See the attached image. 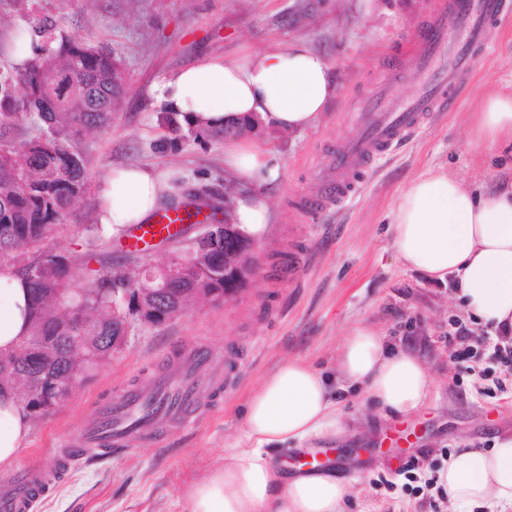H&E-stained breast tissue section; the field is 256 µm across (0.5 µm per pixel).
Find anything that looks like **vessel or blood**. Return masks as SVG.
<instances>
[{
  "label": "vessel or blood",
  "instance_id": "vessel-or-blood-1",
  "mask_svg": "<svg viewBox=\"0 0 512 512\" xmlns=\"http://www.w3.org/2000/svg\"><path fill=\"white\" fill-rule=\"evenodd\" d=\"M508 10L507 0H443L421 23L415 37L416 93L400 99L393 95L391 83L373 87L363 112L356 117L358 135L339 141L326 156L321 174L305 198L306 208L325 214L352 202L373 164L393 146L413 138L427 113L451 110L460 84L489 52L488 25ZM214 218L208 206L189 202L141 225L134 239L140 242L170 231L176 224H207ZM210 361L211 352L204 347L175 355L150 378L154 399H146L138 387L127 388L104 410L111 427L85 430L78 443L65 447L57 464L71 466L91 449L130 450L159 440L172 426L198 422L203 415L201 398L215 386ZM47 479V470L34 466L0 485V512H30L35 491Z\"/></svg>",
  "mask_w": 512,
  "mask_h": 512
}]
</instances>
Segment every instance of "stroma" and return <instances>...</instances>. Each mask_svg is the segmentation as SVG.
I'll return each instance as SVG.
<instances>
[{"label":"stroma","mask_w":512,"mask_h":512,"mask_svg":"<svg viewBox=\"0 0 512 512\" xmlns=\"http://www.w3.org/2000/svg\"><path fill=\"white\" fill-rule=\"evenodd\" d=\"M436 0H0V75L15 71L19 31L35 34L44 20L53 37L111 52L123 68L128 94L111 123L87 134L78 149L87 188L68 209L43 249L69 258L73 288L93 270L125 262L114 240L96 236L100 195L113 168L145 165L175 185V202L192 194L220 195L224 143L197 136L161 112L154 87L205 57L233 58L269 45L306 40L330 61L336 99L303 131L263 132L282 164L268 187L270 218L254 240L256 271L221 303L199 300L160 327L132 330L126 346L104 360L58 407L33 417L26 446L0 469L8 481L32 463H48L59 445L97 419L131 381H147L189 343L242 350L247 358L236 386L211 395L198 424L156 445L104 457H83L38 497L35 512H187V492L229 448L246 447L245 414L252 391L287 359L302 360L334 379L348 429L322 440L350 456L353 486L343 512H451L436 491L417 490L401 469L418 457L426 474L446 468L462 448L491 449L512 433V373L484 347L475 369L451 356L450 320L470 322L447 284L404 266L392 246L389 214L409 182L444 169L484 192L512 183V146H476L471 117L494 93H512V15L491 25L490 56L464 82L453 111L431 115L411 140L395 147L367 173L354 204L326 215L297 209L326 150L353 136L355 114L373 85L388 77V58L412 59L419 19ZM367 325L398 350L426 359L431 394L410 417L416 433L392 448L387 430L400 416L381 415L363 389L337 381L339 342Z\"/></svg>","instance_id":"obj_1"}]
</instances>
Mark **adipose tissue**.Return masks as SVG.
Masks as SVG:
<instances>
[{"label":"adipose tissue","mask_w":512,"mask_h":512,"mask_svg":"<svg viewBox=\"0 0 512 512\" xmlns=\"http://www.w3.org/2000/svg\"><path fill=\"white\" fill-rule=\"evenodd\" d=\"M327 58L305 40L234 59L210 56L184 67L154 90L161 111L187 128L216 130L245 119L296 131L314 126L336 96ZM477 145L512 144V95L489 96L474 118ZM224 169L239 184L280 177L277 157L248 138L224 145ZM164 177L141 166L113 169L101 192L97 222L105 233L145 223L166 200ZM389 230L398 259L429 276L459 282L463 307L477 321L512 335V188L480 193L444 171H430L403 189ZM29 285L13 266L0 267V350L19 343L30 327ZM339 377L363 386L380 408L406 414L429 396L425 359L396 350L366 325L353 327L336 356ZM344 414L326 381L299 360L284 361L251 394L247 447L230 448L223 465L195 483L188 512H342L351 494L335 471L292 475L274 449L343 433ZM31 417L12 391L0 393V468L26 445ZM454 512L493 501L512 506V434L484 451L464 448L438 474Z\"/></svg>","instance_id":"ef3b65f1"}]
</instances>
